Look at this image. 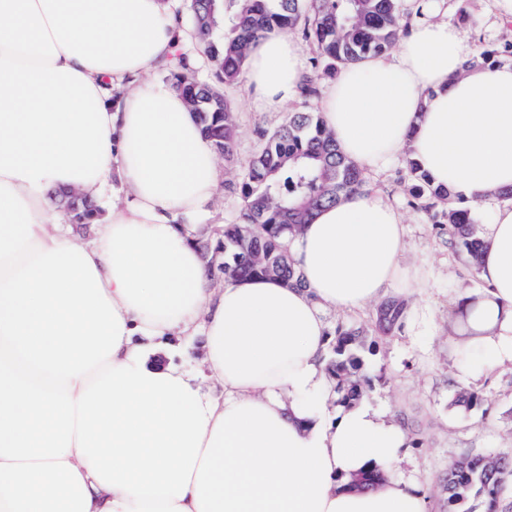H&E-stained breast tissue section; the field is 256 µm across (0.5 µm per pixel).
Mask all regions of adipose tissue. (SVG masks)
Listing matches in <instances>:
<instances>
[{"mask_svg": "<svg viewBox=\"0 0 512 512\" xmlns=\"http://www.w3.org/2000/svg\"><path fill=\"white\" fill-rule=\"evenodd\" d=\"M188 35L176 0H0V512H427L394 476L405 433L367 402L336 407L325 307L415 287L401 213L369 192L289 242L305 285H212L192 241L224 180L182 95L151 78ZM448 20L340 68L325 126L362 171L409 153L434 184L493 208L463 296L477 378L512 366V62L464 68ZM244 78L272 110L301 93L282 32ZM121 195L75 239L53 197ZM204 339L213 390L150 358ZM376 467L384 478L360 486Z\"/></svg>", "mask_w": 512, "mask_h": 512, "instance_id": "obj_1", "label": "adipose tissue"}]
</instances>
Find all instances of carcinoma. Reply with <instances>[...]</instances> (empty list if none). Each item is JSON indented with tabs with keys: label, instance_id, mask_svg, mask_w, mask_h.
Returning a JSON list of instances; mask_svg holds the SVG:
<instances>
[{
	"label": "carcinoma",
	"instance_id": "carcinoma-1",
	"mask_svg": "<svg viewBox=\"0 0 512 512\" xmlns=\"http://www.w3.org/2000/svg\"><path fill=\"white\" fill-rule=\"evenodd\" d=\"M190 28L213 64L209 82L186 69L183 56L167 69L168 83L187 99L204 136L224 163L237 164L236 119L224 88L239 84L250 47L276 30H299L315 56L301 96L316 94V81L335 77L340 67L356 64L369 54L390 49L407 30L399 0H186ZM410 205L429 215L437 236L453 253H463L476 268L484 242L472 205L439 208L449 199L433 186L418 164L408 160ZM228 188L242 207L235 221L223 226L225 274L236 278L273 276L295 287L304 286L286 242L313 214L342 198L371 189L369 181L336 146L317 112H294L273 132L261 134L254 156L240 166ZM61 205L74 223L88 224L98 208L88 199L65 195ZM406 306L387 300L378 307L375 333L391 335L403 327ZM327 361L336 379L337 403L360 400L372 389L376 340H367L361 326L336 324L329 332ZM512 478V454L472 457L448 467L446 512H461L472 497L485 499V512H498V496Z\"/></svg>",
	"mask_w": 512,
	"mask_h": 512
}]
</instances>
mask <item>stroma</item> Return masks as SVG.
Here are the masks:
<instances>
[{
	"label": "stroma",
	"mask_w": 512,
	"mask_h": 512,
	"mask_svg": "<svg viewBox=\"0 0 512 512\" xmlns=\"http://www.w3.org/2000/svg\"><path fill=\"white\" fill-rule=\"evenodd\" d=\"M444 6L449 20L468 36L466 57L490 49L497 63L512 62V24L491 27L492 0H445ZM226 95L236 115V156L241 161L256 152L261 132L279 127L289 112L319 107L318 99L301 98L286 110H263L243 83L228 88ZM235 177L234 168L225 167L226 184L199 219L196 236L216 239L222 226L235 219L242 201L227 187ZM367 179L404 215L406 260L426 281L407 301L409 320L420 326L418 340L410 341L402 330L378 339L375 388L368 403L394 420L408 421L406 459L396 475L422 490L428 512H445L444 478L451 463L474 455L512 453V368H498L478 382L461 371L454 348L463 327L454 318L455 306L460 296L479 292L482 283L435 236L428 216L410 206L406 157ZM462 388L479 391L483 402L468 411L455 408L452 398Z\"/></svg>",
	"instance_id": "stroma-1"
}]
</instances>
